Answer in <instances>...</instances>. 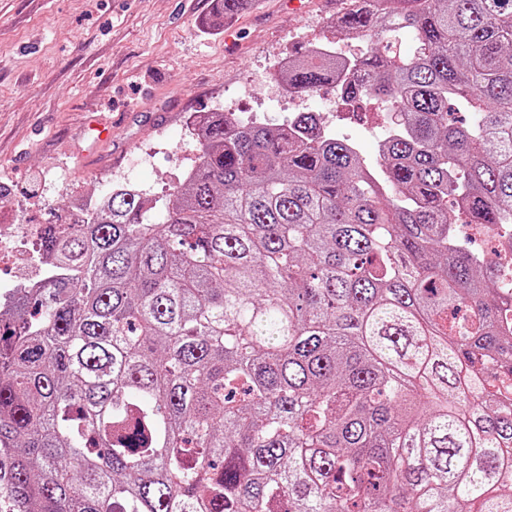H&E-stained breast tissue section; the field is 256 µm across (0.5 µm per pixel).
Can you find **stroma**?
<instances>
[{
    "label": "stroma",
    "instance_id": "obj_1",
    "mask_svg": "<svg viewBox=\"0 0 512 512\" xmlns=\"http://www.w3.org/2000/svg\"><path fill=\"white\" fill-rule=\"evenodd\" d=\"M347 4L255 0L226 30L210 21L214 0H0V237L63 222L73 200L95 201L120 176L166 194L196 158L203 113L286 121L289 49L365 50L330 28ZM318 99L327 130L374 160L378 114L338 112L329 86ZM101 123L110 140L98 139Z\"/></svg>",
    "mask_w": 512,
    "mask_h": 512
}]
</instances>
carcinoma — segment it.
Instances as JSON below:
<instances>
[{
	"label": "carcinoma",
	"instance_id": "obj_1",
	"mask_svg": "<svg viewBox=\"0 0 512 512\" xmlns=\"http://www.w3.org/2000/svg\"><path fill=\"white\" fill-rule=\"evenodd\" d=\"M332 29L366 50L295 49L288 91L384 104L375 164L313 112H212L166 198L44 227L0 308L8 512H512V287L457 237L512 245V0Z\"/></svg>",
	"mask_w": 512,
	"mask_h": 512
}]
</instances>
